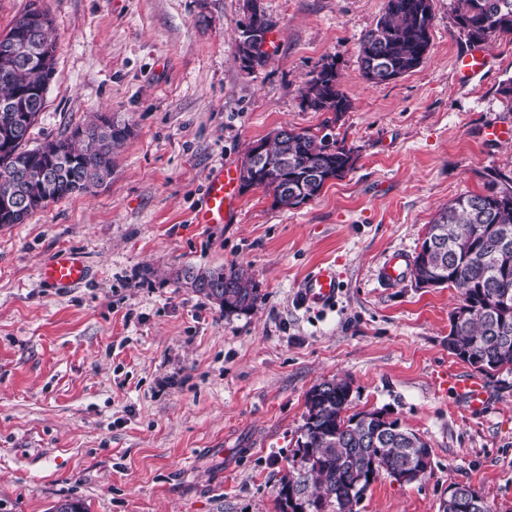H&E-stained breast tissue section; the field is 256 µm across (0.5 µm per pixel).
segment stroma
Returning a JSON list of instances; mask_svg holds the SVG:
<instances>
[{"instance_id":"stroma-1","label":"stroma","mask_w":512,"mask_h":512,"mask_svg":"<svg viewBox=\"0 0 512 512\" xmlns=\"http://www.w3.org/2000/svg\"><path fill=\"white\" fill-rule=\"evenodd\" d=\"M37 5L53 21L55 74L30 130L36 147L100 117L131 137L102 186L0 224V512H280L277 494L301 436L307 392L338 377L351 411L385 408L420 434L431 468L411 484L380 476L358 512H439L470 485L512 512V374L486 378L490 404L465 413L434 389L448 352L452 288L382 282L396 251L415 254L435 212L512 177V125L499 92L512 36L485 42L484 71L459 80L469 43L456 0H432L431 47L383 84L358 66L361 37L385 0H257L272 20L269 59L243 69V0H0V35ZM336 57L350 111L313 112L300 90ZM332 134L357 158L296 209L242 193L236 223H192L206 172L242 162L279 129ZM62 249L86 283L59 292L39 277ZM335 264L334 309L314 312L298 283ZM245 270L262 295L225 314L185 268Z\"/></svg>"}]
</instances>
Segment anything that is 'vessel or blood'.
<instances>
[{
  "instance_id": "1",
  "label": "vessel or blood",
  "mask_w": 512,
  "mask_h": 512,
  "mask_svg": "<svg viewBox=\"0 0 512 512\" xmlns=\"http://www.w3.org/2000/svg\"><path fill=\"white\" fill-rule=\"evenodd\" d=\"M489 58L485 51L467 49L456 57L458 77L465 78L487 67ZM238 168L226 162L211 169L205 178L203 201L193 214L197 224H229L239 214ZM410 262L408 254L395 252L381 266L378 276L385 282L402 279ZM88 269L83 258L73 251H61L40 267L43 283L51 288L63 289L84 281ZM339 292L336 270L332 264L314 267L300 282L299 293L303 304L310 308L324 309L334 304ZM440 392L451 395L467 411L485 409L489 394L483 380L476 375H464L456 370H445L438 378Z\"/></svg>"
}]
</instances>
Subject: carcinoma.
I'll return each mask as SVG.
<instances>
[{
  "mask_svg": "<svg viewBox=\"0 0 512 512\" xmlns=\"http://www.w3.org/2000/svg\"><path fill=\"white\" fill-rule=\"evenodd\" d=\"M40 12L30 5L17 16L0 49L28 31ZM432 0H386L376 27L359 42L358 63L363 77L374 73L377 83L397 79L420 66L431 47ZM455 23L472 44L493 36L512 35V0H457ZM272 23L264 12H250L237 43L244 67L252 68L245 36L267 33ZM51 23L39 38L49 54L46 64L20 62L0 65V127L37 106L39 92L54 75L55 44ZM301 105L313 112H347L349 98L340 90V74L324 62L300 89ZM84 136H69L29 148V139L0 153V193L25 190L18 171L49 166L54 187L48 200L86 193L112 175L113 158L132 135L127 123L103 118L83 128ZM266 146L265 160L252 163L248 147L239 172V188H261L273 206L298 208L315 199L325 184L354 169V151L330 134L282 129ZM427 259H413L409 274L414 283L434 281L454 288L459 304L449 317L448 352L467 361L479 373L493 377L512 373V179L491 177L487 192L463 194L436 213L422 243ZM194 292L216 302L226 313L248 312L260 301L257 284L235 269L184 270ZM350 385L332 378L306 394V412L297 442L296 461L281 483V512H357L364 492L381 474H426L431 448L399 420L377 418V411L348 413ZM440 512H492V507L469 485L461 495L441 501Z\"/></svg>",
  "mask_w": 512,
  "mask_h": 512,
  "instance_id": "obj_1",
  "label": "carcinoma"
}]
</instances>
